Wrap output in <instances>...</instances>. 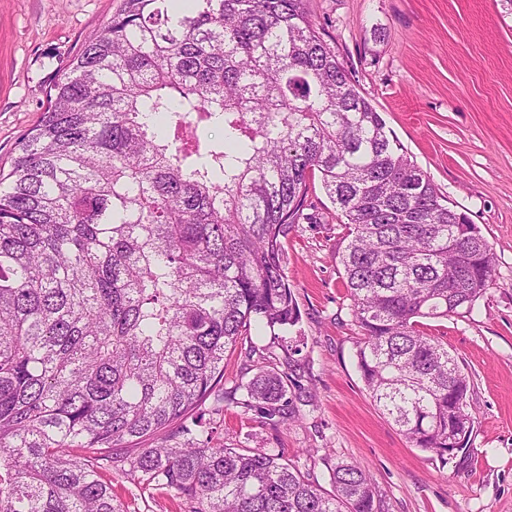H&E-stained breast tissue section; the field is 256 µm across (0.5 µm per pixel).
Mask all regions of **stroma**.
I'll use <instances>...</instances> for the list:
<instances>
[{
	"label": "stroma",
	"mask_w": 512,
	"mask_h": 512,
	"mask_svg": "<svg viewBox=\"0 0 512 512\" xmlns=\"http://www.w3.org/2000/svg\"><path fill=\"white\" fill-rule=\"evenodd\" d=\"M122 0H0V170L35 127L61 66ZM312 20L388 129L489 241L495 272L472 313L427 320L470 377L472 458L441 465L412 446L372 402L355 360L353 321L336 252L344 220L319 179L312 223L294 225L285 271L301 311L290 389L300 420L273 429L255 413L225 414L233 443L278 448L329 488V464L358 463L390 512H512V16L499 0H309ZM314 456H307V449ZM136 512H179L162 490L136 495L107 474Z\"/></svg>",
	"instance_id": "1"
}]
</instances>
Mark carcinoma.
Masks as SVG:
<instances>
[{"label": "carcinoma", "instance_id": "cac0c4a2", "mask_svg": "<svg viewBox=\"0 0 512 512\" xmlns=\"http://www.w3.org/2000/svg\"><path fill=\"white\" fill-rule=\"evenodd\" d=\"M306 2L123 0L50 87L0 174V512H128L103 472L186 512H389L360 465L336 460L325 491L205 419L299 420L291 358L226 388L224 356L299 323L283 239L317 173L347 220L366 390L414 447L470 457V378L421 320L472 311L492 248Z\"/></svg>", "mask_w": 512, "mask_h": 512}]
</instances>
